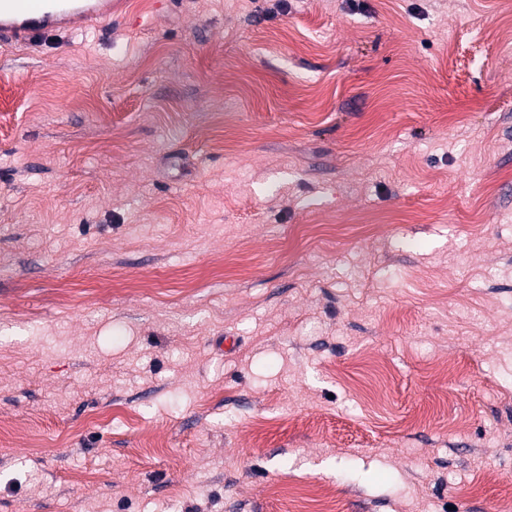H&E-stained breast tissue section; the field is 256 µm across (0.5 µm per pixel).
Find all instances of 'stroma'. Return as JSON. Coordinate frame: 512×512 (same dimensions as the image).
<instances>
[{
	"label": "stroma",
	"mask_w": 512,
	"mask_h": 512,
	"mask_svg": "<svg viewBox=\"0 0 512 512\" xmlns=\"http://www.w3.org/2000/svg\"><path fill=\"white\" fill-rule=\"evenodd\" d=\"M512 0H112L0 45V512H512Z\"/></svg>",
	"instance_id": "1"
}]
</instances>
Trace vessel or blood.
<instances>
[{"mask_svg": "<svg viewBox=\"0 0 512 512\" xmlns=\"http://www.w3.org/2000/svg\"><path fill=\"white\" fill-rule=\"evenodd\" d=\"M112 18V0H0V43L56 30H89Z\"/></svg>", "mask_w": 512, "mask_h": 512, "instance_id": "vessel-or-blood-1", "label": "vessel or blood"}]
</instances>
